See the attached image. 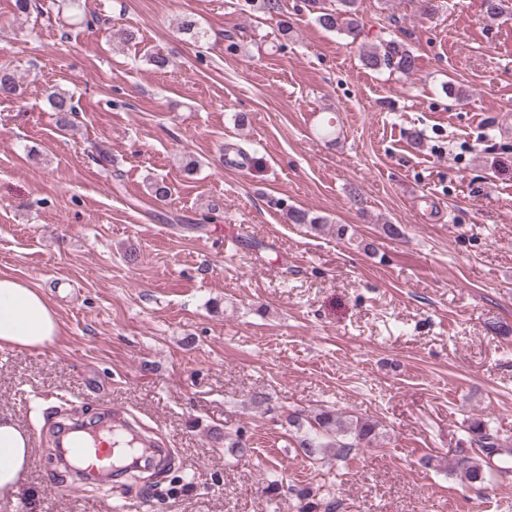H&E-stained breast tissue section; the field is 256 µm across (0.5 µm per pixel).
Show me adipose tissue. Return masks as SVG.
Here are the masks:
<instances>
[{
	"instance_id": "adipose-tissue-1",
	"label": "adipose tissue",
	"mask_w": 512,
	"mask_h": 512,
	"mask_svg": "<svg viewBox=\"0 0 512 512\" xmlns=\"http://www.w3.org/2000/svg\"><path fill=\"white\" fill-rule=\"evenodd\" d=\"M59 334V320L43 293L1 274L0 348L41 350ZM30 452L28 436L10 420L0 419V497L16 492Z\"/></svg>"
}]
</instances>
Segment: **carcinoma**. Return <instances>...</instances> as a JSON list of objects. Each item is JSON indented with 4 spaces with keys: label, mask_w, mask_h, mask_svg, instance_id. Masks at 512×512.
Wrapping results in <instances>:
<instances>
[{
    "label": "carcinoma",
    "mask_w": 512,
    "mask_h": 512,
    "mask_svg": "<svg viewBox=\"0 0 512 512\" xmlns=\"http://www.w3.org/2000/svg\"><path fill=\"white\" fill-rule=\"evenodd\" d=\"M340 7L336 9H319L315 21L329 31L356 34L359 23L354 18L356 0H339ZM244 6L270 15L283 12V0H244ZM365 66L379 70L382 68L397 71L405 76L414 73L416 56L403 45L389 41L381 47H373L363 54ZM19 84L13 71L6 65L0 66V98H11L18 94ZM52 109L57 112L60 121L67 122V116L75 112L73 97L60 90L52 91L48 96ZM90 156L107 176H112V153L105 147L95 145ZM288 220L294 224H306L315 231L329 227V220L324 216L312 215L297 208H287ZM288 425L303 432L298 441V448L309 459L330 456L338 461L348 460L352 452L360 447L371 446L380 435V424L377 421L357 418H347L336 410L326 408L314 415H304L300 412L288 414ZM473 442L481 453L463 455L456 459L454 468L464 480L474 486H481L491 480L492 473L486 467L487 458L493 454L511 455L512 448H507L500 442L498 436L489 433L480 423L472 427ZM245 432L241 429L230 433L215 429L211 431L214 443L226 448H232L240 454L248 451L244 442ZM299 512H336V501L325 500L316 496L309 488L297 490Z\"/></svg>",
    "instance_id": "obj_1"
}]
</instances>
